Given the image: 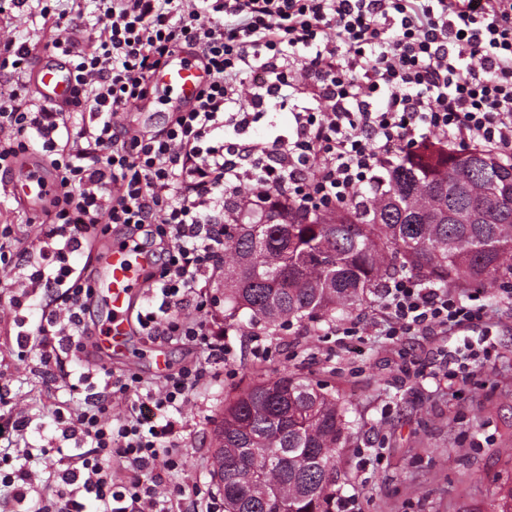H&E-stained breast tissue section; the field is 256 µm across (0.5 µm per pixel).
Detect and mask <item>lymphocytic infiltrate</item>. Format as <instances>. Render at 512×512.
Here are the masks:
<instances>
[{
	"mask_svg": "<svg viewBox=\"0 0 512 512\" xmlns=\"http://www.w3.org/2000/svg\"><path fill=\"white\" fill-rule=\"evenodd\" d=\"M181 2L102 0L100 35L82 50L43 7L49 47L74 70V102L92 114L78 132L62 112L0 90V129L14 132L0 139V172L30 151L32 130L56 185L43 232L54 245L40 247L44 264L32 283L62 293L43 310L36 337H17L18 348L47 360L60 346L79 351L93 287L68 263L73 244L92 231L145 227L165 258L151 302L136 313L139 329L209 355L165 375L157 390L135 373L104 376L86 409L57 415L63 437L79 438L84 450L43 449L60 488L38 512H84L86 495L98 512H174L184 501V489L163 497L156 486L160 471L182 464L171 446L177 414L208 375L209 359L224 352L200 301L224 248L223 225L208 218L218 200L238 197L250 180L257 185L251 208L275 190L315 215L358 199L398 152L419 149L432 132L451 149L512 150V0H200L189 12ZM179 49L193 52L210 75L194 104L170 113L159 132L119 130L116 114L145 99L156 71ZM299 64L326 111L301 108L292 126L261 143L228 141L256 113L294 98L290 75ZM191 297L198 301L193 320L181 313ZM383 297L392 337L487 316L481 291L463 301L409 277L392 280ZM116 391L133 397L119 419L111 415ZM116 463L128 471L120 484L112 480Z\"/></svg>",
	"mask_w": 512,
	"mask_h": 512,
	"instance_id": "lymphocytic-infiltrate-1",
	"label": "lymphocytic infiltrate"
}]
</instances>
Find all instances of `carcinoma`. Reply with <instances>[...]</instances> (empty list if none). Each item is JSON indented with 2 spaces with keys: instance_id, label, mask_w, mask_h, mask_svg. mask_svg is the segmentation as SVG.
I'll return each instance as SVG.
<instances>
[{
  "instance_id": "obj_1",
  "label": "carcinoma",
  "mask_w": 512,
  "mask_h": 512,
  "mask_svg": "<svg viewBox=\"0 0 512 512\" xmlns=\"http://www.w3.org/2000/svg\"><path fill=\"white\" fill-rule=\"evenodd\" d=\"M398 271L445 287L512 281V161L480 148L403 155L362 202L317 215L271 192L224 223V320L282 326L351 312ZM340 394L283 369L231 398L215 434L224 512H336Z\"/></svg>"
}]
</instances>
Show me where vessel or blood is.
<instances>
[{
  "instance_id": "obj_1",
  "label": "vessel or blood",
  "mask_w": 512,
  "mask_h": 512,
  "mask_svg": "<svg viewBox=\"0 0 512 512\" xmlns=\"http://www.w3.org/2000/svg\"><path fill=\"white\" fill-rule=\"evenodd\" d=\"M208 76L193 56L179 51L173 54L154 76L163 94L174 97L175 107L191 104ZM32 86L44 102L59 110H67L73 100L75 87L70 66L61 58L41 59L32 74ZM4 190L23 202H39L53 190L52 178L39 166L28 163L22 166L19 182L0 183ZM96 263L97 284L95 296L108 308L110 318L98 339L97 349L106 353L123 345L130 333V302L133 297L144 295L150 280L143 272L151 264L146 252H134L127 244L90 240L87 245Z\"/></svg>"
}]
</instances>
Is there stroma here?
I'll return each instance as SVG.
<instances>
[{
	"mask_svg": "<svg viewBox=\"0 0 512 512\" xmlns=\"http://www.w3.org/2000/svg\"><path fill=\"white\" fill-rule=\"evenodd\" d=\"M42 21L28 8L0 0V45L29 43L46 55ZM21 267L0 279V386L12 402L0 409V424L22 415L25 437H0V452L13 466H25L35 487L25 500L0 486V512H35L39 498H52L55 483L39 457L27 449L55 447L74 453L75 441L63 439L54 421L56 408H68L63 370L84 376L83 393L97 392L104 370L156 378L197 357L179 342L130 334L124 349L95 363L67 357L65 369L44 364L36 352H20L19 332L35 330L44 297L22 308L11 298L28 286ZM488 317L482 323L434 330L390 340L379 294L332 323L294 324L266 329L241 321L226 327L227 362L221 377L193 395L179 422L176 445L182 471L161 473V485L179 483L196 493V512H208L216 491L214 435L224 400L247 387L257 375L275 376L288 368L310 382L345 395L351 438L339 457L340 497L356 500L355 512H496L493 492L512 480V301L499 285L483 288ZM352 329L350 337L337 333ZM488 338L490 358L469 360L468 385L448 381L444 353Z\"/></svg>",
	"mask_w": 512,
	"mask_h": 512,
	"instance_id": "35a3bbf8",
	"label": "stroma"
}]
</instances>
